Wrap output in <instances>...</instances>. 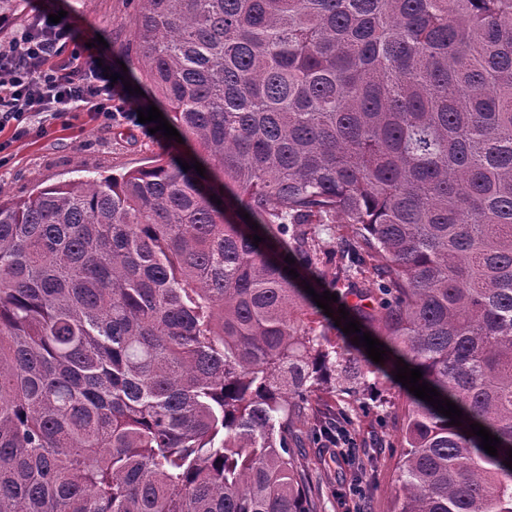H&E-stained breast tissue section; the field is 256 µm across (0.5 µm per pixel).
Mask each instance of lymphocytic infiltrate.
<instances>
[{
	"label": "lymphocytic infiltrate",
	"mask_w": 512,
	"mask_h": 512,
	"mask_svg": "<svg viewBox=\"0 0 512 512\" xmlns=\"http://www.w3.org/2000/svg\"><path fill=\"white\" fill-rule=\"evenodd\" d=\"M72 39L70 29L50 22L44 9L0 42V130L12 128L17 139L40 135L47 127L34 124L35 116L53 120L76 110L104 126L137 120L131 96L99 66V49L66 52Z\"/></svg>",
	"instance_id": "lymphocytic-infiltrate-1"
}]
</instances>
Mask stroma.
Listing matches in <instances>:
<instances>
[{
	"instance_id": "obj_1",
	"label": "stroma",
	"mask_w": 512,
	"mask_h": 512,
	"mask_svg": "<svg viewBox=\"0 0 512 512\" xmlns=\"http://www.w3.org/2000/svg\"><path fill=\"white\" fill-rule=\"evenodd\" d=\"M65 11L64 21L77 42L103 37L114 64L113 73L133 80L137 65L130 60L126 46L131 39L134 4L132 0H30L26 11L44 8ZM8 142L6 162L0 166V196L23 198L37 189L74 180L98 172L124 173L150 164L152 157L166 151H188L181 144L150 133L148 125L122 122L104 127L88 114L74 111L52 120L42 136L13 140L11 130L0 132V142ZM323 258L326 280L323 289H334L338 303H345L347 288L363 287L364 276L331 283L338 270L337 254L350 233L345 224H311ZM345 410L348 442L326 452L314 429L320 419ZM406 422V395L399 382L380 380L368 395L330 396L317 393L304 405L297 429L304 453L302 462L316 492L317 512H397L399 466L403 454L401 434Z\"/></svg>"
}]
</instances>
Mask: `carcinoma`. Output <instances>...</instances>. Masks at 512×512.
Here are the masks:
<instances>
[{
	"instance_id": "cac0c4a2",
	"label": "carcinoma",
	"mask_w": 512,
	"mask_h": 512,
	"mask_svg": "<svg viewBox=\"0 0 512 512\" xmlns=\"http://www.w3.org/2000/svg\"><path fill=\"white\" fill-rule=\"evenodd\" d=\"M137 4L195 148L0 200V512H316L304 401L400 362L463 418L410 396L399 512H512V0ZM314 222L381 364L285 271ZM307 231L315 238L316 244H318L317 248L320 250L321 257L325 258L323 259V263L319 264V267L324 270L327 274V280L326 281H320V283H317V280L314 279V283L316 288H323L325 291H330L331 294L336 292L337 295V302H329L330 307L333 309V318L328 317V320L335 328L332 331V336H345L349 341L352 342V339H354L355 336L363 337V332H370L368 327L362 323L361 321L354 319V317L348 313V316H346V320L341 319L340 327H337L335 325V319L339 316L338 313V307H340V304H344L348 301L349 303H354L356 299L352 296H348V298H345V291L347 288H364V281L369 278L371 275V268L368 264L365 268L364 272L357 276V278L350 279V282L344 281L343 277H341V280L334 286L330 280L332 276L337 272L338 266H340L339 262V250L341 246L342 240H344L348 235H351V231L348 224H308L306 226ZM336 254V256H335ZM327 257V259H326ZM329 258H331L329 260ZM330 288H335V290H332ZM356 320L359 321L360 324V332L357 333H351V335H345L343 333L342 328L345 325V322ZM371 334V332H370ZM373 337V335L371 334Z\"/></svg>"
}]
</instances>
